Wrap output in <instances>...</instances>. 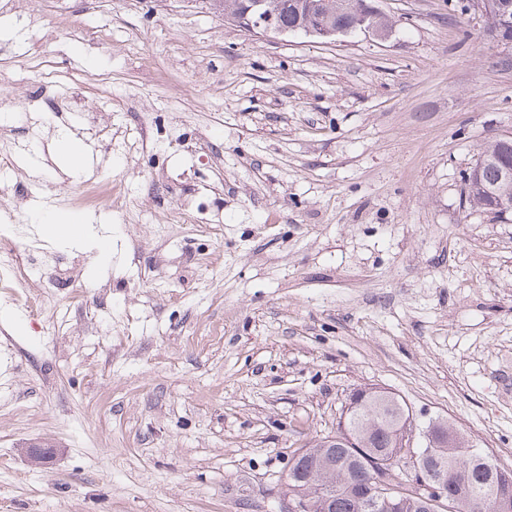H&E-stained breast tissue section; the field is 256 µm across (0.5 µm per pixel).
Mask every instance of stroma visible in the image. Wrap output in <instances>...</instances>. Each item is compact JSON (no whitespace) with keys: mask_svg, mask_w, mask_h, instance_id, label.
<instances>
[{"mask_svg":"<svg viewBox=\"0 0 512 512\" xmlns=\"http://www.w3.org/2000/svg\"><path fill=\"white\" fill-rule=\"evenodd\" d=\"M379 5L388 40L325 44L209 0H0V225L112 233L107 267L56 238L0 282V512H279L371 387L512 471V214L461 194L512 133V46ZM55 149L57 152L64 149L74 167H79L82 164L85 151L79 140L70 131L62 129L57 132ZM34 217L36 223L40 224L42 233L49 236L63 237L78 242L89 234L88 224L90 223L83 216L71 219V216L59 217L54 212L39 211Z\"/></svg>","mask_w":512,"mask_h":512,"instance_id":"1","label":"stroma"}]
</instances>
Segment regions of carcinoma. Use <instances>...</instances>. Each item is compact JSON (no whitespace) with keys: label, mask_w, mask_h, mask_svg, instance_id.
Listing matches in <instances>:
<instances>
[{"label":"carcinoma","mask_w":512,"mask_h":512,"mask_svg":"<svg viewBox=\"0 0 512 512\" xmlns=\"http://www.w3.org/2000/svg\"><path fill=\"white\" fill-rule=\"evenodd\" d=\"M369 5L370 0H266L265 3L267 9L281 17L291 33H305L317 26L348 27ZM509 164L512 165V144L496 139L483 149L475 165L462 177L470 206L494 213L497 199L512 200V183L499 180L500 170ZM409 420V408L403 400L394 405L383 393L368 394L361 407L347 416L351 440L334 448L314 447L311 454L294 459L293 468L312 474V483L289 478L288 492L310 495V512H363L364 475L380 460L384 467L381 477L394 503L391 512H426L414 499L402 501L400 494L409 482L414 464L410 458L395 454L392 442ZM434 439L436 447L425 449L426 455L418 459V464L428 470L440 464L454 467L450 489L456 498L454 512H472L469 499L477 492L483 495L479 512H512V509L503 510L499 501L502 469L487 460L479 449L460 445L454 431L447 426L434 430ZM313 483L335 488L330 506L312 494Z\"/></svg>","instance_id":"carcinoma-1"}]
</instances>
